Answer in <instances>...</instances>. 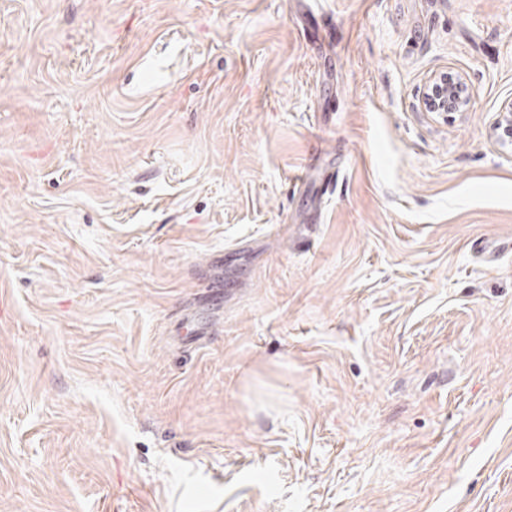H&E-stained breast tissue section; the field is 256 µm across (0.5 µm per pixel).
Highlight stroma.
<instances>
[{
	"label": "stroma",
	"instance_id": "stroma-1",
	"mask_svg": "<svg viewBox=\"0 0 512 512\" xmlns=\"http://www.w3.org/2000/svg\"><path fill=\"white\" fill-rule=\"evenodd\" d=\"M510 100L512 0H0V512H512ZM465 89L468 86L462 78L442 73L428 86L423 97V107L426 112H462L470 104V95L462 97ZM495 133L498 143L503 147L512 148V101L503 105L499 119L495 124Z\"/></svg>",
	"mask_w": 512,
	"mask_h": 512
}]
</instances>
